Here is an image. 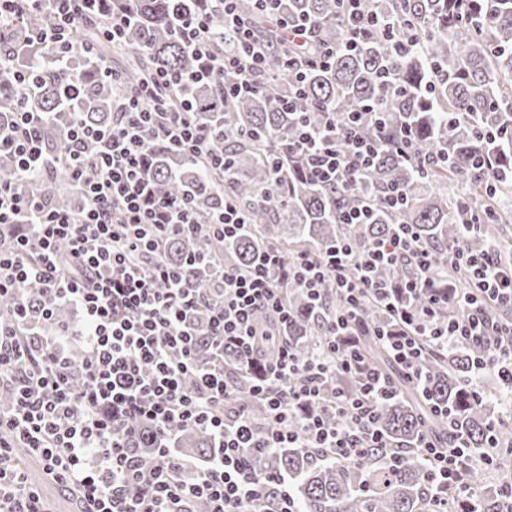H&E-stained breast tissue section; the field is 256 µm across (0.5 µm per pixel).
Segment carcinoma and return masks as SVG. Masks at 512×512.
<instances>
[{
	"label": "carcinoma",
	"instance_id": "carcinoma-1",
	"mask_svg": "<svg viewBox=\"0 0 512 512\" xmlns=\"http://www.w3.org/2000/svg\"><path fill=\"white\" fill-rule=\"evenodd\" d=\"M189 0H117L132 15L127 33V64L122 71L127 87L138 85L159 67L192 70L197 58L175 34L174 12L185 11ZM241 18L271 44L259 91L242 92L226 101L218 86L233 81L230 73L218 74L194 90L198 118L214 134L215 151L230 156L232 168L224 177V191L249 208L250 227L234 239L179 235L165 246L167 261L181 264L207 251L221 261L218 266L184 267L187 288H201L222 276V268L246 269L271 246L283 258L300 251H314L340 238L358 248L382 239L398 224H411L422 244L448 252L464 236L462 224L476 211H496L488 222L467 235L474 251L496 246L504 262L512 260V246L501 237V225L512 223V0H363L365 11L394 28L409 30L416 45L398 53V38L373 35L357 53L339 52L326 65L310 66L303 81V108L347 112L368 104L383 112L392 131L411 129L416 148L424 156L448 152V163L421 167L386 149L369 175L354 190L321 186L306 177L290 152L298 139V115L288 108L291 85L286 75L280 40L269 17L252 0H238ZM288 19L307 18L318 24L312 52L339 42L342 16L338 0H284ZM42 78L30 99L34 112H47L43 136L54 153L67 141L70 116L96 128L112 124V83L99 78L97 68L81 58L62 63L44 59ZM66 72L81 75V91L72 107L59 106L63 98L59 80ZM16 109L12 87L0 83V114ZM488 155L496 162L493 187L474 168V161ZM152 175L163 197L189 196L202 213L219 207L215 184L195 160L177 157L161 145L151 151ZM15 162L0 155V180H17ZM464 185V191L448 194V180ZM30 190L59 208L75 206L67 196L54 192L40 180ZM402 188L406 203L392 210L382 203L391 189ZM368 205L366 224H342V212ZM413 275L406 264L379 271L384 282L398 287ZM440 287L453 293L465 286L464 278L443 267L437 275ZM288 339L307 356L317 348L321 315L312 310L304 292L288 287ZM369 327L386 323L376 304L365 307ZM359 348L377 366L395 373L398 395L380 403L377 426L389 447L369 448L345 463L311 459L302 448H278L254 456L260 473L277 472L293 480V495L302 512H425L433 499V487L416 448L422 433L445 442L464 435L474 459L472 477L487 448L488 418L496 401L472 398L466 382L470 361L481 349L454 344L427 359L428 380L420 388L406 383L373 332L359 335ZM224 374L236 382L235 402L247 408L261 430L269 426L266 410L252 396L251 375L238 356L224 352ZM452 410V421L434 414L435 407ZM178 441L202 459L213 451L211 437L198 429L178 432ZM401 455L399 465L386 468L387 453Z\"/></svg>",
	"mask_w": 512,
	"mask_h": 512
}]
</instances>
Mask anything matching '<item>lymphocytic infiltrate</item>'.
Here are the masks:
<instances>
[{
	"instance_id": "obj_1",
	"label": "lymphocytic infiltrate",
	"mask_w": 512,
	"mask_h": 512,
	"mask_svg": "<svg viewBox=\"0 0 512 512\" xmlns=\"http://www.w3.org/2000/svg\"><path fill=\"white\" fill-rule=\"evenodd\" d=\"M235 2L221 0L216 14L190 11L177 17L178 36L203 61L197 71L162 69L130 90L116 73L100 67L114 90L111 128L72 121L54 158L42 145V113L25 109L35 75L18 53L0 51V82L14 86L21 105L0 121V153L11 154L19 171L17 181L0 182V224L21 227L12 244L0 247V296L15 299L11 319L0 320V382L16 390L13 406L0 408V512H54L16 464L19 448L27 449L64 491L86 502L87 512H195L199 500L207 503V512H249L256 498L269 493L275 512H301L285 478L257 473L250 460L278 448H302L341 463L363 449L386 447L376 425L378 407L395 391L356 342L362 312L373 300L402 322L377 337L409 382L423 384L431 349L470 343L482 349L471 363L472 374L494 373L512 391V324L490 317L491 309L512 306V264L502 263L497 248L475 253L461 243L442 255L421 245L413 227L402 224L389 238L361 249L340 240L286 259L270 248L248 271L225 270L219 283L204 288L185 287L182 268L165 259L163 247L171 237L198 232L232 238L249 226L247 211L231 201L221 213L205 216L192 199L157 196L148 160L158 143L203 161L208 173L228 170L229 160L214 154L212 135L198 121L192 98L199 82L227 71L238 80L225 86L223 95L237 96L256 84L264 68L265 48L239 19ZM258 2L284 35L287 75L300 80V47L311 39L313 22H288L281 0ZM344 2L343 40L325 50L328 58L340 49L359 50L377 28L360 0ZM102 10L103 0H0V32L42 15L47 27L31 30L25 48L57 62L90 59L96 44L77 39L75 31L102 17ZM106 19L100 40L124 49L130 18ZM218 25L229 37L228 47L214 44ZM299 118L296 149L318 184L354 188L387 147L417 158L410 131L395 138L362 136V127L378 121V113L360 107L345 113L303 110ZM59 164L67 167L80 195L77 209L54 208L26 189L29 179L47 176ZM398 263L416 271L401 287L418 300L409 310L373 277L374 269ZM444 265L470 283L459 300L461 315L448 319L434 287ZM31 282L42 287L44 323H54L60 305L83 310L81 358L69 350V328L25 338L29 309L21 290ZM292 284L322 313L321 341L309 356L296 352L282 335L290 318L285 293ZM202 305L211 308V363L200 361V344L187 324ZM260 312L267 323L257 321ZM228 348L255 373L252 394L265 404L272 429L258 431L246 409L235 404L222 360ZM339 376L357 380L355 394L335 386ZM146 426L157 440L151 448L143 445ZM179 428L207 431L214 455L198 466L173 453L170 443ZM467 446L460 435L445 446L421 436L431 482L441 492H454L450 500L435 498L434 512H446L452 500L472 501L474 487L465 477Z\"/></svg>"
}]
</instances>
